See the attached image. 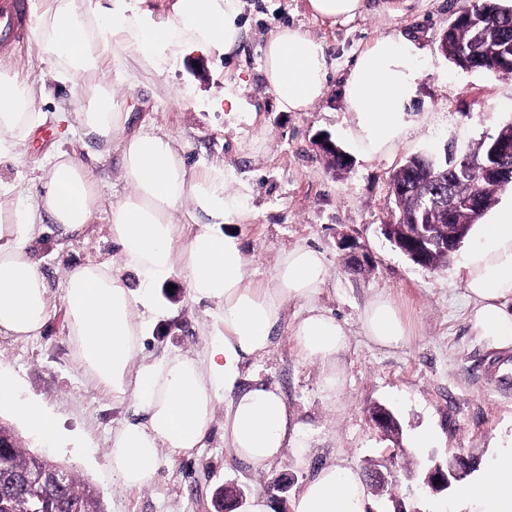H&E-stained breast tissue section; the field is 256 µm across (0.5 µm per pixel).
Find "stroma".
Here are the masks:
<instances>
[{
  "label": "stroma",
  "instance_id": "1",
  "mask_svg": "<svg viewBox=\"0 0 512 512\" xmlns=\"http://www.w3.org/2000/svg\"><path fill=\"white\" fill-rule=\"evenodd\" d=\"M465 3L365 0L362 14L332 25L312 17L307 0H240L241 36L228 55L190 53L161 73L132 63L120 81L108 55L97 72L64 85L42 62L35 39L0 48V59L39 91L37 111L50 118L59 111L68 116L32 135L19 164L0 166V180L18 185L27 201L37 204L45 167L58 151H74L93 165L103 201L97 221L82 235L60 239L46 230L31 244L49 284L42 333L27 339L0 334V370L17 378L18 399L36 400L55 415L62 437L55 444L42 442L7 404L0 405V424L14 430L30 452L73 469L97 490L104 512H215L218 488L234 485L248 496L265 493L282 475L289 478L283 493L289 502L303 481L335 458L363 473L373 465L398 473L383 496H372L374 512H391L397 503L407 512H470L455 494L432 492L419 472L427 460L443 463L458 454L487 468L496 444L512 440V390L500 391L482 374L485 361L500 352L471 332L457 274L472 241L464 239L443 266L430 269L407 260L382 233L395 218L392 175L408 157L440 155L449 145L469 150L512 122V110L502 107L512 100V75L463 70L439 51L449 21ZM279 25L302 27L331 66L324 96L303 112L281 111L261 71V48ZM379 36H400L420 48L413 112L428 119L389 155L367 161L354 153L350 168L337 170L320 154L316 138L327 134L347 148L344 81L358 53ZM111 80L116 102L129 115L128 131L167 134L180 144L191 172L222 166L234 181L248 184L251 214L236 231L252 287H273L278 258L294 246L323 254L329 278L321 303L349 331L340 356L342 392L334 398L323 392L320 366L299 353L286 322L276 329L270 352L246 363L239 380L243 390L257 377L279 388L303 425L309 446L305 464L287 451L270 472H255L225 447L218 420L203 447L162 452L150 487H110L106 455L112 434L138 414L131 402L114 401L83 373L68 336L62 295L73 267L120 261L108 216L111 204L127 192L121 154L84 135L76 120L88 110L98 83ZM232 84L240 89L244 110L233 128L215 106ZM184 87L191 90L190 99L176 102L177 90ZM347 240L371 257L361 272L346 267ZM379 294L396 302L408 327L409 340L401 347H378L362 332L360 316ZM155 296L163 314L147 331L144 356L202 353L213 304L192 300L180 280L171 289L159 286ZM500 354L512 368V349ZM379 405L398 419V434H386L373 423L371 411ZM424 430L433 432V442L413 448L414 436Z\"/></svg>",
  "mask_w": 512,
  "mask_h": 512
}]
</instances>
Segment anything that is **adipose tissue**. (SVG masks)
<instances>
[{
	"label": "adipose tissue",
	"instance_id": "ef3b65f1",
	"mask_svg": "<svg viewBox=\"0 0 512 512\" xmlns=\"http://www.w3.org/2000/svg\"><path fill=\"white\" fill-rule=\"evenodd\" d=\"M143 0H58L38 26L45 61L56 77L97 69L104 50L97 30L112 39L113 57L162 70L185 51L229 52L237 43L238 0H174L165 19H154ZM410 41L380 36L360 53L344 83L348 134L368 159L391 151L412 130V101L419 69ZM263 75L278 108L302 112L327 88L321 47L296 26L282 25L263 48ZM36 92L9 71H0V164L19 162V149L44 113L35 111ZM84 134L116 143L128 192L113 203L109 232L121 267L89 263L67 274L63 302L69 335L85 373L113 398L131 399L145 418L124 422L112 434L107 468L118 488H146L157 475L162 451L202 447L216 414L224 416V443L255 471L268 470L285 449L303 454L302 426L278 388L255 380L238 391L241 366L267 354L272 332L289 303L302 312L291 336L301 353L323 370L324 392L343 385L340 354L348 345L342 321L326 312L319 297L328 279L322 253L297 246L275 266V286L251 287L247 260L234 224L248 215V185L229 190L226 169L189 173L182 151L168 136L124 133L125 116L109 90L95 95L79 113ZM37 205L26 206L14 185L0 182L10 197L0 216V334L39 335L48 319V288L29 244L44 223L59 235L94 223L101 198L78 154L61 153L41 178ZM203 215L188 238L179 233V213ZM134 271L128 287L121 269ZM179 277L192 298L215 304L214 323L202 354L149 360L142 336L153 319L154 288ZM469 323L475 336L499 349L512 347V205L481 225L461 264ZM365 336L377 346L398 348L409 336L392 298H373L361 316ZM456 493L475 512H512V445L499 448L487 470ZM370 504L361 473L331 462L315 472L293 498V512H366Z\"/></svg>",
	"mask_w": 512,
	"mask_h": 512
}]
</instances>
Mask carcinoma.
Returning a JSON list of instances; mask_svg holds the SVG:
<instances>
[{"label": "carcinoma", "instance_id": "obj_1", "mask_svg": "<svg viewBox=\"0 0 512 512\" xmlns=\"http://www.w3.org/2000/svg\"><path fill=\"white\" fill-rule=\"evenodd\" d=\"M441 50L450 62L465 70L503 72L501 62L512 57V6L500 0H471L466 14L448 25ZM414 180L421 189L445 193L447 198L469 201V208L448 214L443 222L438 210L416 212L404 204V223L386 225L385 236L396 241L412 225H423L433 244L429 263L443 265L455 252L444 245L447 238L465 237L496 202V195L512 187V177L476 166L463 170L451 155L408 158ZM15 439L13 430L0 426V512H103L95 493L68 467L47 457L30 453Z\"/></svg>", "mask_w": 512, "mask_h": 512}]
</instances>
